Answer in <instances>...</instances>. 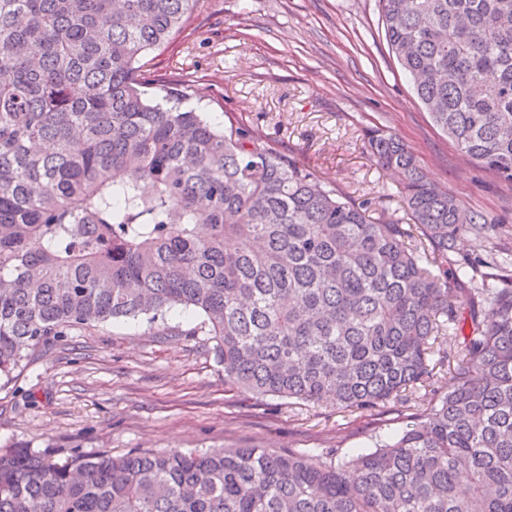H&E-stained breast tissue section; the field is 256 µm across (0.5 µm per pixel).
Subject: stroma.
<instances>
[{
    "mask_svg": "<svg viewBox=\"0 0 512 512\" xmlns=\"http://www.w3.org/2000/svg\"><path fill=\"white\" fill-rule=\"evenodd\" d=\"M150 78L182 85L214 124L233 114L354 200L402 217L398 178L363 134L400 137L432 180L493 223L485 247L512 254V183L480 168L432 123L390 53L376 0H199L190 25L153 53ZM201 316L172 311L70 330L0 376V448L56 461L102 450L258 445L311 456L366 452L371 429L400 432L393 408L336 412L224 389Z\"/></svg>",
    "mask_w": 512,
    "mask_h": 512,
    "instance_id": "1",
    "label": "stroma"
}]
</instances>
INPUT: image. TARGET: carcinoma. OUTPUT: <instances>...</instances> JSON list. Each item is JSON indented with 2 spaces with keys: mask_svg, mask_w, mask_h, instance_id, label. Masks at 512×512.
<instances>
[{
  "mask_svg": "<svg viewBox=\"0 0 512 512\" xmlns=\"http://www.w3.org/2000/svg\"><path fill=\"white\" fill-rule=\"evenodd\" d=\"M197 2L0 0V375L70 328L180 308L204 317L229 389L393 404L406 425L347 461L0 448V512H512V259L473 249L494 228L382 128L365 146L400 178L407 226L183 91L155 97L143 60ZM379 14L437 128L512 183V0Z\"/></svg>",
  "mask_w": 512,
  "mask_h": 512,
  "instance_id": "cac0c4a2",
  "label": "carcinoma"
}]
</instances>
